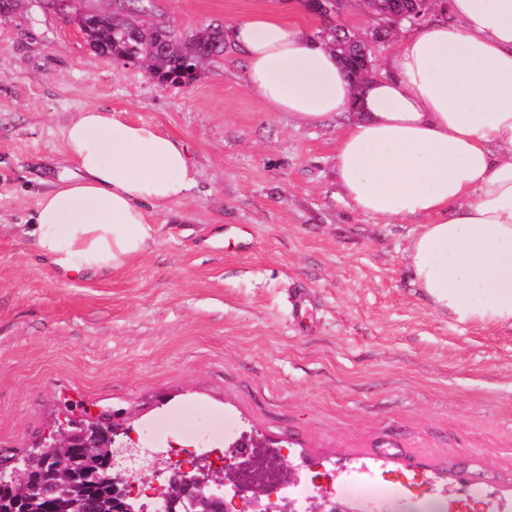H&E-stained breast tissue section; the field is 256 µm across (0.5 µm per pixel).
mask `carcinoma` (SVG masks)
I'll return each instance as SVG.
<instances>
[{"label":"carcinoma","mask_w":512,"mask_h":512,"mask_svg":"<svg viewBox=\"0 0 512 512\" xmlns=\"http://www.w3.org/2000/svg\"><path fill=\"white\" fill-rule=\"evenodd\" d=\"M343 0H306V7L321 17L324 27L317 41L334 48L361 83L368 75L364 55L355 35L336 25ZM87 44L101 55L114 59L130 57L146 71L165 77L177 74L190 53L199 66L224 53V26L208 25L191 33L180 32L156 15L146 13L141 0H113L110 9L95 10L85 18ZM84 450L61 447L36 466L35 476L43 483L45 512H96L95 501L109 493V487L94 482L85 473Z\"/></svg>","instance_id":"1"}]
</instances>
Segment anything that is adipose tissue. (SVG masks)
I'll return each instance as SVG.
<instances>
[{
	"label": "adipose tissue",
	"instance_id": "1",
	"mask_svg": "<svg viewBox=\"0 0 512 512\" xmlns=\"http://www.w3.org/2000/svg\"><path fill=\"white\" fill-rule=\"evenodd\" d=\"M448 19L405 31L387 70L353 83L334 50L261 8L229 38L247 89L298 124L343 120L344 199L385 220L415 216L407 268L460 323L512 328V0H447ZM75 172L43 191L29 234L63 277L108 276L146 253L161 210L195 183L180 140L85 109L64 130Z\"/></svg>",
	"mask_w": 512,
	"mask_h": 512
}]
</instances>
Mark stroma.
I'll use <instances>...</instances> for the list:
<instances>
[{
    "instance_id": "stroma-1",
    "label": "stroma",
    "mask_w": 512,
    "mask_h": 512,
    "mask_svg": "<svg viewBox=\"0 0 512 512\" xmlns=\"http://www.w3.org/2000/svg\"><path fill=\"white\" fill-rule=\"evenodd\" d=\"M264 5L311 36L324 25L303 0H154L184 32ZM244 71L229 45L191 84L162 85L32 0L0 19V466L70 402L117 414L145 447L153 424L213 414L217 445L260 440L243 464L285 459L340 485L417 474L436 499L475 490L484 512H512V330L435 311L406 270L417 219L349 207L336 122L270 111ZM91 106L184 142L196 183L150 215L149 252L70 280L26 230L73 172L63 131Z\"/></svg>"
}]
</instances>
